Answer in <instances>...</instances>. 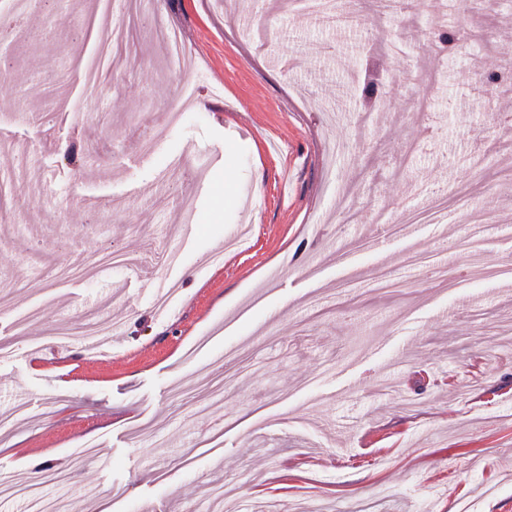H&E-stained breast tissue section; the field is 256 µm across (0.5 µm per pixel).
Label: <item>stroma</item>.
<instances>
[{
    "label": "stroma",
    "instance_id": "35a3bbf8",
    "mask_svg": "<svg viewBox=\"0 0 512 512\" xmlns=\"http://www.w3.org/2000/svg\"><path fill=\"white\" fill-rule=\"evenodd\" d=\"M95 8L0 41V170L34 171L0 210V478L84 512H512V0H157L90 84ZM106 310L98 361L47 343Z\"/></svg>",
    "mask_w": 512,
    "mask_h": 512
}]
</instances>
